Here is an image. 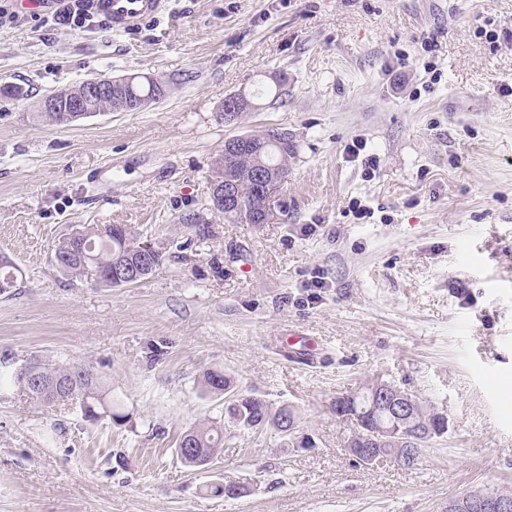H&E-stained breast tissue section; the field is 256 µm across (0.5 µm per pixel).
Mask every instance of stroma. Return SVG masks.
<instances>
[{"label": "stroma", "instance_id": "stroma-1", "mask_svg": "<svg viewBox=\"0 0 512 512\" xmlns=\"http://www.w3.org/2000/svg\"><path fill=\"white\" fill-rule=\"evenodd\" d=\"M101 74L173 86L143 111L31 120ZM279 77L285 95L265 97ZM13 85L0 512H446L465 491L512 490V0H169L121 33L39 15L0 27ZM240 91L258 108L224 125ZM272 127L296 146L288 214L227 223L207 206L224 141ZM81 224L132 227L162 266L120 288L68 279L52 248ZM36 359L90 366L125 421L31 403L13 376ZM211 368L295 405L311 446L231 429L210 469L184 467L180 436L224 416L200 391ZM377 378L448 415L414 468L345 449L331 404ZM225 477L248 495L204 494Z\"/></svg>", "mask_w": 512, "mask_h": 512}]
</instances>
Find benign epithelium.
<instances>
[{
	"label": "benign epithelium",
	"instance_id": "benign-epithelium-1",
	"mask_svg": "<svg viewBox=\"0 0 512 512\" xmlns=\"http://www.w3.org/2000/svg\"><path fill=\"white\" fill-rule=\"evenodd\" d=\"M137 79L135 75L119 77L99 76L85 79L73 87L66 98L60 120L67 124L79 122L100 114L94 106V100L106 96L114 103L118 112H126L138 104L126 97L125 89ZM219 113L220 120L226 124L238 123L237 112L244 109L241 98L231 94ZM283 175L260 164L254 173L256 198L248 214V222L267 224L275 216V203L278 202ZM211 208L218 210H234L240 200L239 184L231 167L224 168V187H215L210 197ZM157 250L151 244L144 245L141 262L137 265L126 263L112 266L109 277L112 283L130 285L144 277L147 270L156 269ZM354 401L353 412L348 417L358 422L360 417L371 414L375 418L374 427L367 435L358 439L359 446L348 447L347 452L363 465L372 466L384 460L405 465L414 459L419 447L430 441L437 428L422 425L415 418L418 398L411 391L391 386L379 379L366 385L363 391L351 396ZM448 512H512V499L497 496L484 489L469 490L448 501Z\"/></svg>",
	"mask_w": 512,
	"mask_h": 512
}]
</instances>
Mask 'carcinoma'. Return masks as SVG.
I'll list each match as a JSON object with an SVG mask.
<instances>
[{
    "mask_svg": "<svg viewBox=\"0 0 512 512\" xmlns=\"http://www.w3.org/2000/svg\"><path fill=\"white\" fill-rule=\"evenodd\" d=\"M127 95L139 102L142 108L158 103V92L148 81H141L127 88ZM296 149L293 146L279 147L265 143L261 133L253 134L251 144L240 148L234 157V169L243 181L251 180V174L257 164L263 162L274 170L284 174L289 171V160L295 158ZM143 241L132 229L126 227L120 233H115L110 224H83L77 228L73 238L62 237L54 246V253L64 263V274L70 279L86 280L88 272L93 270L106 274L112 269V261L117 257L123 259L138 258V251ZM19 269L6 255L0 254V288L3 285L17 286ZM30 374L41 382V385L30 389L28 399L35 403L50 406H72L78 409L82 417L95 422L103 417L113 421L125 418V415L114 410L110 391L94 371L82 365H60L53 363L35 362ZM228 377L221 369H209L201 380L202 391L206 394L221 396ZM295 416L301 419L299 409L293 405L284 404L274 409L266 400L256 401L245 398L232 411L224 414V422L206 419L185 432L193 441L192 448L196 454L188 457L181 456L180 462L188 467H203L208 461L220 454L224 445V430L232 427L239 432L255 433L256 425L264 417L274 411ZM207 491L215 496L239 498L247 493L242 484L224 483L213 484Z\"/></svg>",
    "mask_w": 512,
    "mask_h": 512,
    "instance_id": "cac0c4a2",
    "label": "carcinoma"
}]
</instances>
